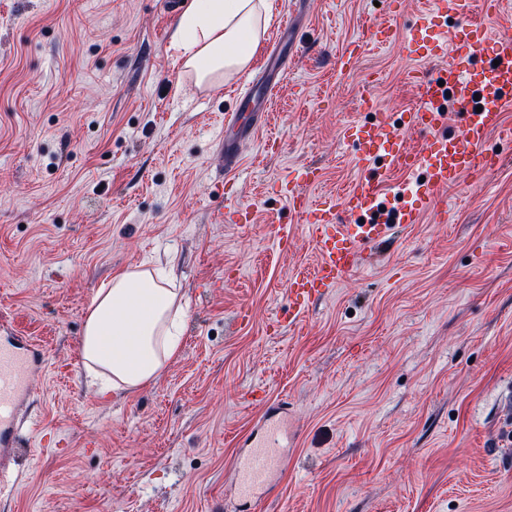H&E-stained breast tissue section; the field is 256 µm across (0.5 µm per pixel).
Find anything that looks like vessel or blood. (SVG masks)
<instances>
[{"label": "vessel or blood", "mask_w": 512, "mask_h": 512, "mask_svg": "<svg viewBox=\"0 0 512 512\" xmlns=\"http://www.w3.org/2000/svg\"><path fill=\"white\" fill-rule=\"evenodd\" d=\"M473 0H434L432 12L423 13L414 27L398 33L393 19L368 25L369 42L379 47L401 41L418 58L439 61V68L416 77L417 109L407 112L403 122L392 120L372 95H365L363 108L373 121L355 130L361 144L357 157L367 176L344 190L339 199L309 203L301 182H314L315 169H304L299 179L280 184L281 194L292 205L315 242L318 259L313 271L292 275L288 303L293 320H300L309 306L325 297L359 268L367 248L392 238L397 225L418 223L423 211L441 204L449 190L457 188L463 173L492 171L499 158L488 153L490 137L512 142V125L503 115L512 109V36H492L484 24H469L449 30V19L467 17ZM295 41V22L287 20L276 31V51L265 58L249 79L241 99L252 107L254 119L241 123L236 115L224 119L222 158L227 170L239 165L238 144L255 137L266 122L275 89L287 73L281 50ZM456 94L463 124L447 133L448 94ZM426 134L424 143H413L409 132ZM418 172L410 200H390L385 189L388 174ZM41 356L36 347L18 336H0V460H8L19 447L18 413L33 394L32 374ZM288 452L283 430L272 416H264L260 437L248 442L234 465L240 498L252 503L281 472Z\"/></svg>", "instance_id": "1"}]
</instances>
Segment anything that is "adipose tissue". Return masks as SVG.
<instances>
[{"mask_svg":"<svg viewBox=\"0 0 512 512\" xmlns=\"http://www.w3.org/2000/svg\"><path fill=\"white\" fill-rule=\"evenodd\" d=\"M274 0H192L174 38L199 85L244 70L269 25ZM184 310L173 269L135 267L97 288L85 314L82 356L107 387L156 381L181 344Z\"/></svg>","mask_w":512,"mask_h":512,"instance_id":"1","label":"adipose tissue"}]
</instances>
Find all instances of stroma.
I'll return each instance as SVG.
<instances>
[{
	"mask_svg": "<svg viewBox=\"0 0 512 512\" xmlns=\"http://www.w3.org/2000/svg\"><path fill=\"white\" fill-rule=\"evenodd\" d=\"M277 2L300 20L264 128L281 149L242 140L228 174L217 136L247 74L196 86L164 0H0L1 326L48 353L0 512H512V144L490 138V175L289 324L288 280L317 251L278 184L316 168L318 201L364 176L347 134L370 118L362 94L408 111L431 67L398 42L350 72L337 55L366 19L402 31L432 0ZM149 260L188 300L181 351L142 389L99 393L86 309ZM259 387L293 430L251 509L232 463Z\"/></svg>",
	"mask_w": 512,
	"mask_h": 512,
	"instance_id": "1",
	"label": "stroma"
}]
</instances>
